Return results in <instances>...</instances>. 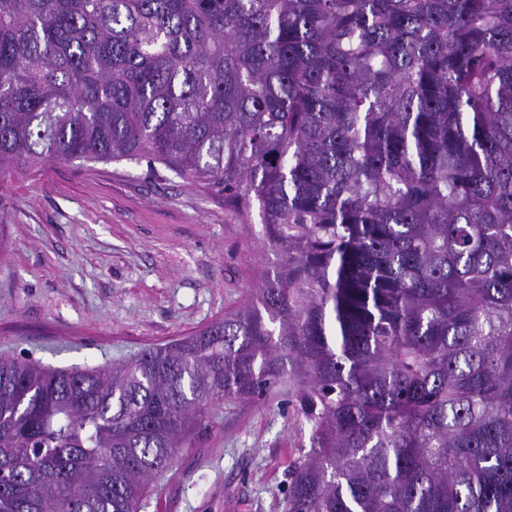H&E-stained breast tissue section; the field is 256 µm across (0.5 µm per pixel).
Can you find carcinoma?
<instances>
[{
  "label": "carcinoma",
  "mask_w": 512,
  "mask_h": 512,
  "mask_svg": "<svg viewBox=\"0 0 512 512\" xmlns=\"http://www.w3.org/2000/svg\"><path fill=\"white\" fill-rule=\"evenodd\" d=\"M143 158L283 263L111 366L1 358L0 512H138L287 379L284 512H512V0H0V187Z\"/></svg>",
  "instance_id": "cac0c4a2"
}]
</instances>
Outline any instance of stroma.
Instances as JSON below:
<instances>
[{
    "instance_id": "35a3bbf8",
    "label": "stroma",
    "mask_w": 512,
    "mask_h": 512,
    "mask_svg": "<svg viewBox=\"0 0 512 512\" xmlns=\"http://www.w3.org/2000/svg\"><path fill=\"white\" fill-rule=\"evenodd\" d=\"M281 253L258 210L147 163L52 161L0 188V357L97 366L246 306ZM293 382L220 400L139 512H283L313 448Z\"/></svg>"
}]
</instances>
